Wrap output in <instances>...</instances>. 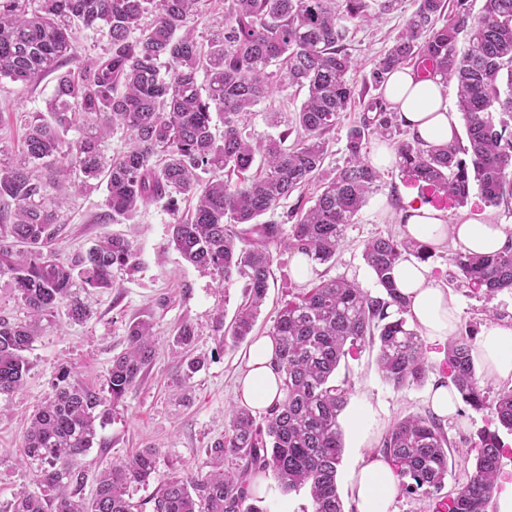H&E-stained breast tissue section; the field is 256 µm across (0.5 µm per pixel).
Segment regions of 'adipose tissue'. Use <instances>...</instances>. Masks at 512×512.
Masks as SVG:
<instances>
[{
	"label": "adipose tissue",
	"mask_w": 512,
	"mask_h": 512,
	"mask_svg": "<svg viewBox=\"0 0 512 512\" xmlns=\"http://www.w3.org/2000/svg\"><path fill=\"white\" fill-rule=\"evenodd\" d=\"M385 97L397 111L404 125L425 142H452L458 127L455 113L449 112L442 82L417 79L414 71L401 68L392 72L385 85ZM408 237L428 243L452 242L454 248L478 254H492L512 239V228L467 213L454 222L424 205H413L401 213ZM395 283L408 298V319L426 336H450L456 331L457 301L437 288L425 266L414 257H406L395 270ZM275 344L272 337L257 338L248 352L247 371L240 380L242 401L253 409H265L281 399L279 379L272 368ZM483 363L489 377L500 382L512 381V325L487 328L472 352ZM399 492V482L392 467L372 458L355 470L350 479V493L357 512H389Z\"/></svg>",
	"instance_id": "adipose-tissue-1"
}]
</instances>
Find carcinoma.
<instances>
[{"mask_svg": "<svg viewBox=\"0 0 512 512\" xmlns=\"http://www.w3.org/2000/svg\"><path fill=\"white\" fill-rule=\"evenodd\" d=\"M207 2L0 0V79L32 83L52 74L55 80L45 111L31 113L22 154L15 157L0 143V275L11 278L29 318H0V398L23 386L24 352L41 321L61 307L74 322L90 318L76 287L110 288L114 271L138 267L132 243L121 235L99 240L70 263L57 258L51 245L70 189H103L101 219L114 224L153 202L173 207L180 198L196 200L173 224L170 245L221 283L245 280L244 301L229 328L221 317L216 322V331L236 342L254 331L270 288L272 248L320 264L335 258L346 226L381 181L366 152L369 139L388 141L402 175L423 191L463 206L475 184L485 206L512 204V0H485L477 15L468 0H414L403 28L373 64L378 95L347 134V160L332 170L323 167L325 135L355 95L348 80L355 61L344 46L348 24L378 17L402 0H378L374 14L368 0H224V29L204 46L190 22ZM94 27L108 47L67 68L77 59L73 35ZM412 60L424 76L456 83L467 144L410 136L387 108L388 76ZM289 87L307 90L291 127L277 140L250 139L243 128L252 108ZM215 112L224 125L219 134L212 127ZM116 129L125 131L130 147L108 156L102 144ZM73 130L79 137H69ZM258 154L262 164L252 175ZM311 184L318 192L307 207L301 192ZM296 192L288 233L274 220L259 221ZM405 253L424 261L429 245L392 236L365 244L363 259L378 286L373 294L329 279L286 301L269 331L284 397L260 422L247 407L231 410L224 438L206 449L195 471L171 468L147 500L133 501L129 489L156 473L152 448L102 470L88 501L65 490L82 484L81 457L93 447L107 405L118 406L152 360L151 326L129 327L128 349L112 358L104 388L81 383L60 366L22 448L36 465L35 489L15 493L9 512H46L49 505L53 512H266L254 490L261 475L286 492L309 486L312 512H344L339 417L350 387L336 379L342 360L363 346L377 347L378 369L396 389L423 385L430 371L422 336L408 324L406 299L394 283ZM450 262L461 287L481 289L488 299L512 291V239L495 254L457 252ZM175 343L186 353L185 383L203 363L192 355L193 328L182 325ZM472 350L468 332L448 339V382L471 409L491 408L498 428L478 436L469 481L444 492L449 440L434 414L397 420L381 441L399 493L436 501V512H488L504 448L499 429L512 433V388L487 404Z\"/></svg>", "mask_w": 512, "mask_h": 512, "instance_id": "obj_1", "label": "carcinoma"}]
</instances>
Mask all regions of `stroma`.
<instances>
[{
  "instance_id": "stroma-1",
  "label": "stroma",
  "mask_w": 512,
  "mask_h": 512,
  "mask_svg": "<svg viewBox=\"0 0 512 512\" xmlns=\"http://www.w3.org/2000/svg\"><path fill=\"white\" fill-rule=\"evenodd\" d=\"M413 8L412 0H403L397 9L379 19L350 23L345 46L357 61L349 74L355 102L326 135L325 168L343 165L348 131L371 96L367 85L373 62L389 47ZM52 87L49 76L32 85L0 81L1 143L20 150L28 114L45 110ZM303 99L302 92L289 88L272 100L261 102L247 120V135L258 140L278 137L280 129L270 121V113L293 114ZM419 195V188L402 178L396 167H388L356 223L347 226L335 260L314 264L309 278L301 280L294 272L292 252H275L273 278L257 318L255 335L269 333L289 293L300 292L319 280L344 278L376 291L377 284L363 260L364 245L380 235L403 238L398 216L418 201ZM102 201L99 191L69 197L59 213L62 230L54 241L59 257L72 260L98 240L117 234L132 241L139 268L131 275L116 274L111 288L80 291V298L92 311L87 321L72 322L61 309L55 317L41 322L32 347L25 353L30 367L26 381L6 408L0 410V512H4L14 492L32 481L34 468L20 462L19 455L29 418L50 394L57 367L67 365L76 378L103 386L113 357L127 349L128 329L135 322L152 323L155 356L143 379L111 410L93 447L83 456L85 478L77 491L79 498L92 496L96 475L103 467L126 460L141 449L153 448L158 458L156 474L148 484L131 490L134 499L150 498L171 466L191 468L201 461L204 448L222 438L228 429L231 407L240 403L238 379L246 369L251 343L217 336L215 325L220 315L232 320L243 299V280L217 284L211 274L185 262L170 246L172 226L179 211L188 209V202L179 201L174 210L162 201L152 203L141 208L131 221L112 224L98 220ZM453 252L447 242L432 246L426 265L434 284L451 290L455 296L458 329L478 336L492 324H512V292L503 291L488 300L473 289L457 286L455 269L449 263ZM490 308L495 310V317H487ZM185 323L196 331L194 352L204 356L205 364L183 385L179 382L180 350L174 337ZM423 347L432 369L422 386L397 389L388 384L377 368V350L373 347L354 352L339 368V379L347 381L351 388L347 412L370 406L379 418L367 444L351 427L343 429L344 452L337 481L345 512H357L349 491L352 470L376 454L382 437L396 419L428 414L429 387L448 378L447 338L424 339ZM490 421L491 412L487 409H469L464 415L446 420L450 440L447 490L457 489L473 473L471 446L479 433L489 428Z\"/></svg>"
}]
</instances>
